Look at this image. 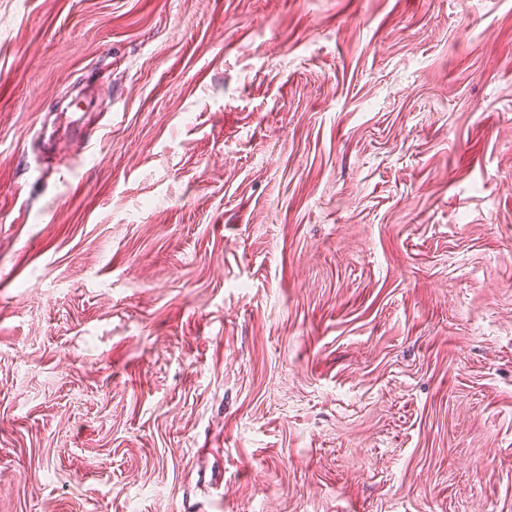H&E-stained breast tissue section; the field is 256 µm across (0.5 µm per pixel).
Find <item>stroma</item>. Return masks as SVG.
I'll return each mask as SVG.
<instances>
[{
  "instance_id": "1",
  "label": "stroma",
  "mask_w": 512,
  "mask_h": 512,
  "mask_svg": "<svg viewBox=\"0 0 512 512\" xmlns=\"http://www.w3.org/2000/svg\"><path fill=\"white\" fill-rule=\"evenodd\" d=\"M0 512H512V0H0Z\"/></svg>"
}]
</instances>
